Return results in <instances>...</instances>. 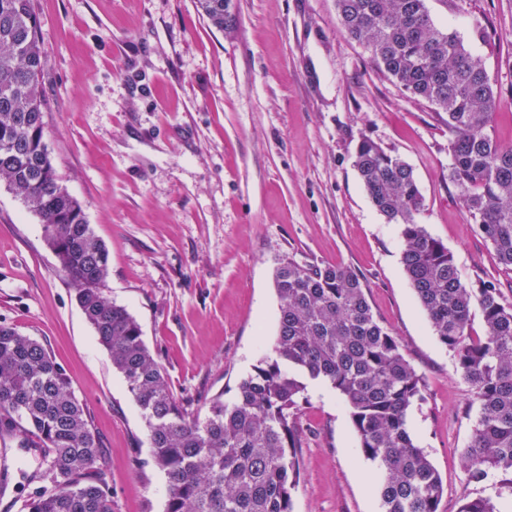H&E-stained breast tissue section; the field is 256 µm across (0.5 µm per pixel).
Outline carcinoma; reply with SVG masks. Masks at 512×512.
<instances>
[{
    "label": "carcinoma",
    "mask_w": 512,
    "mask_h": 512,
    "mask_svg": "<svg viewBox=\"0 0 512 512\" xmlns=\"http://www.w3.org/2000/svg\"><path fill=\"white\" fill-rule=\"evenodd\" d=\"M229 2L197 0V9L222 31L235 25ZM336 9L341 30L370 52L379 72L446 114L450 181L498 263L512 271V145L494 136L496 92L481 61L436 26L427 0H336ZM42 72L32 0H0V182L39 216L80 309L142 412L152 463L168 483L164 512H293L299 403L316 380L343 396L363 457L382 469V512H438L444 485L408 421L422 378L375 317L367 283L346 266L279 264L272 353L241 380L232 404L218 396L200 417L173 394L136 318L105 296L108 250L60 182L44 141ZM354 167L375 208L400 225L405 273L479 402L463 453L471 480L512 473V306L492 283L463 282L448 248L416 222L423 197L405 161L364 137ZM476 310L485 334L474 337ZM6 439L47 456L30 477L25 512H112L91 415L49 351L1 322ZM460 512L503 510L484 497L465 500Z\"/></svg>",
    "instance_id": "cac0c4a2"
}]
</instances>
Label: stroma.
I'll list each match as a JSON object with an SVG mask.
<instances>
[{
  "mask_svg": "<svg viewBox=\"0 0 512 512\" xmlns=\"http://www.w3.org/2000/svg\"><path fill=\"white\" fill-rule=\"evenodd\" d=\"M434 23L479 58L498 93L495 134L512 143V0H428ZM47 97L44 140L62 184L109 255L107 298L139 322L172 392L206 415L233 401L270 349L281 260L344 264L424 380L409 416L445 487L512 503V476L471 481L462 463L479 415L405 274L400 227L372 205L354 167L369 137L413 169L418 223L470 286L512 272L450 181L445 114L377 72L340 29L336 0H232L213 28L196 0H33ZM0 321L46 346L91 414L114 512H164L141 412L78 307L39 218L0 183ZM298 412L293 512H382L380 471L349 410L311 381ZM43 458L9 450L0 512H24Z\"/></svg>",
  "mask_w": 512,
  "mask_h": 512,
  "instance_id": "stroma-1",
  "label": "stroma"
}]
</instances>
